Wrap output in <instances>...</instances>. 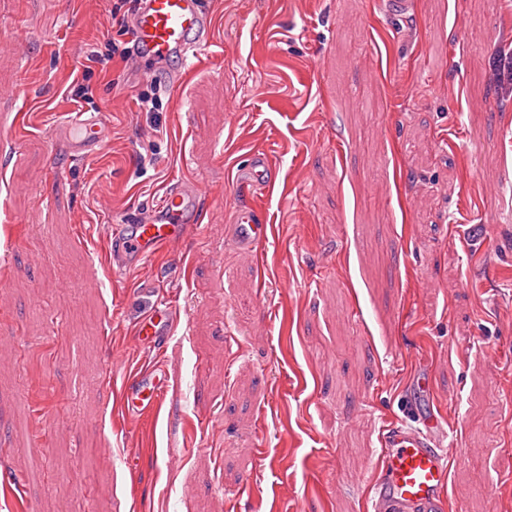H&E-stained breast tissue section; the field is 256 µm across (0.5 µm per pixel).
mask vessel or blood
<instances>
[{
	"label": "vessel or blood",
	"instance_id": "1",
	"mask_svg": "<svg viewBox=\"0 0 512 512\" xmlns=\"http://www.w3.org/2000/svg\"><path fill=\"white\" fill-rule=\"evenodd\" d=\"M212 21L203 0H141L133 21L134 43L142 55L159 61L175 59L187 68L212 45ZM61 127L77 157L99 151L109 135V125L98 112L64 114ZM271 172L269 155L254 152L243 168L242 182L270 184ZM200 193L198 183L185 181L166 190L143 221L104 225L113 270L150 260L197 232L193 213ZM235 223L239 242L258 248L268 241L270 227L263 224L254 205L237 206ZM177 322L174 302L160 295L139 322L141 344L150 350L160 348L174 335ZM165 395V369L158 361L133 369L121 387L123 405L131 413L156 412ZM433 398L430 379L417 377L406 402V418L382 426L378 465L368 488L372 512H448V442L454 431L442 426Z\"/></svg>",
	"mask_w": 512,
	"mask_h": 512
}]
</instances>
